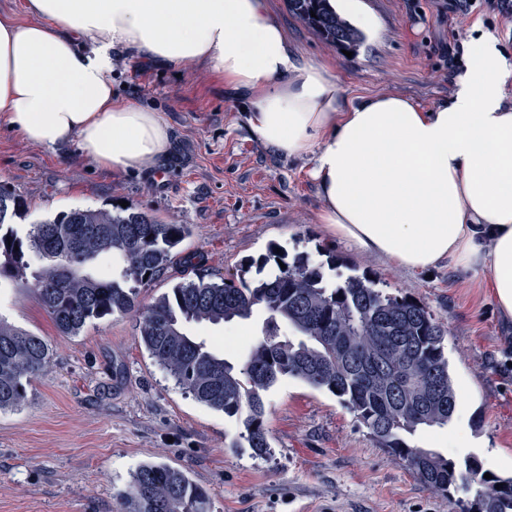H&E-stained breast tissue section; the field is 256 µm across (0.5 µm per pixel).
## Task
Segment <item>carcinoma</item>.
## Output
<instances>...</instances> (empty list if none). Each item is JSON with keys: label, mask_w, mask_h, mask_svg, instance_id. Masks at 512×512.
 I'll list each match as a JSON object with an SVG mask.
<instances>
[{"label": "carcinoma", "mask_w": 512, "mask_h": 512, "mask_svg": "<svg viewBox=\"0 0 512 512\" xmlns=\"http://www.w3.org/2000/svg\"><path fill=\"white\" fill-rule=\"evenodd\" d=\"M287 2L327 44L352 49L362 41L333 0ZM26 217L25 202L0 187V278L31 272L32 289L57 332L68 337L93 320L134 310L139 285L163 269L191 233L187 224H165L133 206L77 207L31 224L22 238L13 224ZM108 253L120 259L119 275L90 272V263ZM31 255L41 261L34 270ZM257 308L266 313L262 338L241 364L185 331L192 322L245 320ZM285 324L301 339L281 334ZM139 342L197 402L238 418L235 448L245 444L255 457L269 454L262 393L288 375L340 398L380 447L407 462L428 488L449 498L459 490L473 493L463 512H512V476L486 479L477 458L457 463L406 439L452 420L457 391L445 330L422 303L384 291L365 274L345 277L335 260L314 265L299 254L288 262L272 250L251 280L178 285L141 312ZM51 358L45 337L0 317V412L25 403L31 379L47 371ZM208 503L207 490L186 469L144 462L131 474L120 512H208Z\"/></svg>", "instance_id": "carcinoma-1"}]
</instances>
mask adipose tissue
Segmentation results:
<instances>
[{
  "instance_id": "adipose-tissue-1",
  "label": "adipose tissue",
  "mask_w": 512,
  "mask_h": 512,
  "mask_svg": "<svg viewBox=\"0 0 512 512\" xmlns=\"http://www.w3.org/2000/svg\"><path fill=\"white\" fill-rule=\"evenodd\" d=\"M0 15V121L48 148L76 144L113 173L167 159L158 113L112 94V55L205 63L249 102L255 139L312 155L320 223L408 269L448 264L489 289L512 324V62L480 33L451 99L346 102L325 65L299 62L266 0H27Z\"/></svg>"
}]
</instances>
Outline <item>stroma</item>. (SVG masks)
Instances as JSON below:
<instances>
[{
  "label": "stroma",
  "mask_w": 512,
  "mask_h": 512,
  "mask_svg": "<svg viewBox=\"0 0 512 512\" xmlns=\"http://www.w3.org/2000/svg\"><path fill=\"white\" fill-rule=\"evenodd\" d=\"M358 2L371 25L348 56L292 15L287 0H267L297 58L325 64L348 101L401 96L430 109L449 100L463 63L449 61L448 47L460 32L493 33L512 61V13L489 11L484 0L453 16L442 0ZM112 88L161 115L170 157L157 172L114 174L81 158L76 145L42 147L0 123V186L29 209L19 234L60 212L121 200L161 222L191 225L171 262L139 286L141 307L201 276L237 278L275 246L316 264L344 259L390 292L421 302L446 331L465 410L446 427L419 429L411 443L512 475V328L484 290L448 267L409 271L331 238L318 220L312 156L286 158L254 139L245 100L208 67L191 62L175 71L116 53ZM0 315L46 337L54 350L51 370L32 380L23 406L0 413V512H118L131 472L146 461L187 468L207 488L209 512H452L447 497L378 447L329 391L281 377L264 394L271 452L257 458L232 447L235 419L185 394L140 347L138 311L64 337L27 280L4 278ZM263 319L258 309L247 320L186 329L240 363ZM462 435L471 447L458 446Z\"/></svg>",
  "instance_id": "1"
}]
</instances>
